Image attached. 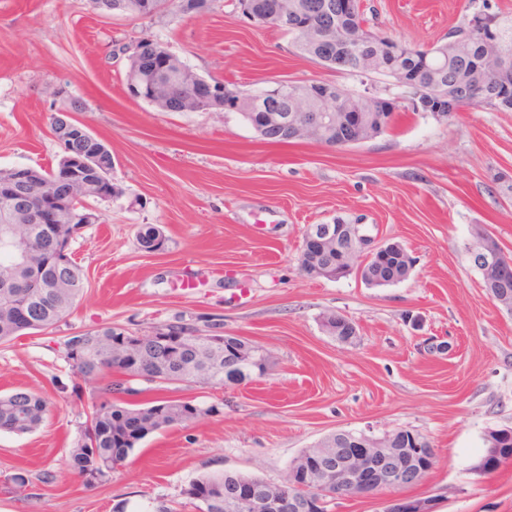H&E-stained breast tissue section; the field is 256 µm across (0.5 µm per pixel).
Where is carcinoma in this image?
<instances>
[{"label":"carcinoma","mask_w":512,"mask_h":512,"mask_svg":"<svg viewBox=\"0 0 512 512\" xmlns=\"http://www.w3.org/2000/svg\"><path fill=\"white\" fill-rule=\"evenodd\" d=\"M185 0H90L93 11L100 15H122L133 20H153L165 12L190 14L193 9L183 6ZM340 0H282L281 9L290 17H312L326 28H336V14ZM354 34L362 51V58L370 60V71L358 69V59L346 57L343 65H336V53L342 49L336 44L315 46L303 40V35L291 28L282 32L291 36L296 50L320 63L324 55L331 62L323 68L345 71L351 75L383 78L387 81L400 76L408 80L407 95L425 93L430 86L429 71L438 72L440 80L456 88L459 100L473 106H485L499 112H512V93L504 92L495 76L499 70L497 46L491 40L465 33V26L455 29L465 41L457 48L441 55H431V48L409 42L399 52H390L392 37L375 32L367 26L364 13L357 17ZM282 100L288 111L300 116L314 112L336 111V100L350 93L331 81L315 86L297 83L281 84ZM153 91L162 95L169 91L183 94L185 81L171 73L160 78ZM8 205L0 201V240L15 235L27 238V246L44 258L57 254L59 237L75 235L73 227L48 230L38 224L27 227L11 225ZM351 238L342 233L336 249L330 255L317 259L316 265L324 271V278L337 280L351 275L359 263L360 254L350 253ZM59 255V254H57ZM61 263H51L42 271V287L23 288L25 270L18 268L15 255L0 248V344L32 332H45L65 320L75 308L85 287V274L71 254L59 255ZM378 275L385 284H396L408 278V272L389 262ZM173 343L166 354H155L150 336L143 335L139 350L128 354L112 349L118 336H105L102 327L77 331L65 342V357L76 376L99 393L103 400L93 401L86 409L81 438L69 451L68 470L77 474L89 487L107 481L112 470L122 463L135 448L151 434L175 425H187L206 410L181 399L137 402L130 397L139 394L131 386L133 381L149 384H181L199 380L205 384H224L225 336L223 326H208L199 351L183 349L176 343L179 335L197 333L200 328L191 323L165 324ZM48 413L46 399L31 390H15L0 395V431L23 435L36 430ZM239 473L215 471L196 478L185 494L199 502V512H224V491L232 489Z\"/></svg>","instance_id":"carcinoma-1"}]
</instances>
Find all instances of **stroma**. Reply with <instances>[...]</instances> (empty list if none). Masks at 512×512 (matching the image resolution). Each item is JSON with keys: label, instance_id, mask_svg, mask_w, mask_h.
<instances>
[{"label": "stroma", "instance_id": "35a3bbf8", "mask_svg": "<svg viewBox=\"0 0 512 512\" xmlns=\"http://www.w3.org/2000/svg\"><path fill=\"white\" fill-rule=\"evenodd\" d=\"M485 8L512 13V0H364L369 26L418 45ZM141 38L247 93L321 80L356 95L368 88L299 56L280 30L252 26L234 0L151 21L100 15L88 0H0V168L55 166L60 87L83 101L77 117L110 146L123 190L96 203L99 222L71 242L87 278L74 312L48 334L0 344V392L34 389L49 403L35 432H0V512H198L186 489L204 472L277 481L332 431L398 427L427 436L436 455L406 497L431 500L433 512H512V465L477 469L486 433L512 426V315L488 296L467 251L482 228L512 257V112L403 110L392 130L343 150L270 144L237 113L161 112L130 97L118 49ZM310 224L367 225L404 244L416 265L378 288L353 275L309 279L297 258ZM145 225L163 229L164 252L141 250ZM191 271L195 288L178 289ZM328 312L357 325L355 344L323 331ZM179 322L250 339L269 353L268 371L143 392L205 413L149 437L107 483L84 485L66 466L85 416L65 339ZM427 336L449 351L424 354ZM20 468L30 485L5 491ZM47 472L54 482L42 483Z\"/></svg>", "mask_w": 512, "mask_h": 512}]
</instances>
